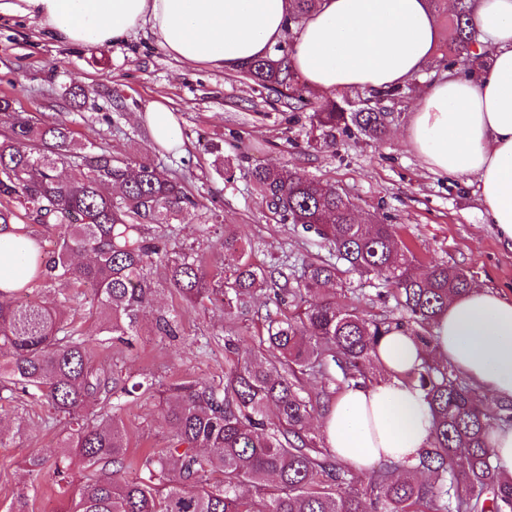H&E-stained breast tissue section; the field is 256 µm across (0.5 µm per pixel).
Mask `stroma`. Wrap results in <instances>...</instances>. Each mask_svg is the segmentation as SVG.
<instances>
[{
    "mask_svg": "<svg viewBox=\"0 0 512 512\" xmlns=\"http://www.w3.org/2000/svg\"><path fill=\"white\" fill-rule=\"evenodd\" d=\"M440 75L431 67L408 79L402 98L386 103L392 118L375 139L354 128H316L312 115L322 96L308 94L298 105L287 93L259 87L244 71L182 64L150 34L110 46L62 43L28 18L0 17V96L42 122L67 124L78 142L108 147L122 160H147L168 170L173 158H187V166L174 169L200 207L177 233L206 256L216 255L229 228L246 242L252 262L269 271L284 263L297 271L302 262L328 258L319 239L269 212L247 177L257 166L285 165L344 192L361 221L395 225L398 240L416 256L414 271L442 263L466 273L474 285L512 296V248L500 240L474 185L429 172L404 135L416 99ZM73 85L89 92L83 108H73L64 96ZM153 100L173 109L177 147L155 144L143 114ZM266 301L258 295L247 313L229 317L208 304L188 306L162 289L142 315L132 346L117 342L96 348L95 355L130 384L146 376L164 385L187 377L219 379L225 337L257 347ZM169 312L178 320L175 337L155 326L156 316ZM120 413L131 454L167 447L170 429L157 399H127ZM46 414L40 405L0 406V427L10 434L0 446V508L23 490L29 512H64L67 506L52 468L60 430L45 425ZM35 456L44 461L37 472L29 469Z\"/></svg>",
    "mask_w": 512,
    "mask_h": 512,
    "instance_id": "obj_1",
    "label": "stroma"
}]
</instances>
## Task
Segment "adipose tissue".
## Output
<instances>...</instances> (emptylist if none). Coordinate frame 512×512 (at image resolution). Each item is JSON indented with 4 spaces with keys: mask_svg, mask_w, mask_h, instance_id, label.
Here are the masks:
<instances>
[{
    "mask_svg": "<svg viewBox=\"0 0 512 512\" xmlns=\"http://www.w3.org/2000/svg\"><path fill=\"white\" fill-rule=\"evenodd\" d=\"M291 9V0H0V15L29 17L64 42L117 44L147 27L178 61L226 71L283 40ZM472 22L490 62L436 82L418 99L407 137L429 171L475 178L501 240L512 243V0H477ZM437 40L427 0H314L290 63L321 94L383 90L424 71ZM427 350L493 402L512 405V299L477 286L449 300L429 346L401 330L382 338L383 379L345 388L320 417L339 460L361 473L415 461L433 421L406 376Z\"/></svg>",
    "mask_w": 512,
    "mask_h": 512,
    "instance_id": "1",
    "label": "adipose tissue"
}]
</instances>
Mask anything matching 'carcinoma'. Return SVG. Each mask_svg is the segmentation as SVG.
Listing matches in <instances>:
<instances>
[{"mask_svg": "<svg viewBox=\"0 0 512 512\" xmlns=\"http://www.w3.org/2000/svg\"><path fill=\"white\" fill-rule=\"evenodd\" d=\"M474 6L458 0L450 19L440 48L450 68L470 72L489 56L469 26ZM244 70L265 88L285 87L289 98L305 100L285 50ZM400 95L397 88L371 92L351 113L329 100L315 116L322 127L352 123L377 138L391 117L381 102ZM10 108L0 98V234L33 239L38 225L54 235L51 249L26 256L29 280L0 289V401L42 402L47 419L64 423L54 474L68 512H512V479L496 475L486 438L489 426L512 422V412L492 414L477 388L430 357L410 375L434 423L416 464H378L361 492L307 428L331 396L332 371L343 385L374 381L373 355L390 331L405 328L429 347L448 300L471 289L465 273L435 263L417 278L415 255L397 243L394 225L361 223L345 194L286 166L256 167L250 178L270 212L314 234L330 258L302 264L298 275L281 271L280 282L251 263L226 224L220 246L231 260L211 271L203 254L169 231L199 208L177 172L149 161L132 165L102 145L78 149L67 125ZM67 160L74 174L63 181L56 168ZM111 186L122 195L112 196ZM353 272L378 281L377 297L393 299L405 319L376 318L334 295L309 300L329 285L347 292L343 275ZM58 282L92 290L100 345L129 342L160 286L229 316L270 289L276 311L265 314V348L240 350L225 340L224 378L191 377L165 388L146 377L128 386L95 364L89 340L63 309L18 297L35 283ZM304 375L320 376V390H309ZM122 395L159 397L172 432L168 448L140 457L136 482L121 476L130 465L114 403ZM75 458L87 471L77 481Z\"/></svg>", "mask_w": 512, "mask_h": 512, "instance_id": "1", "label": "carcinoma"}]
</instances>
